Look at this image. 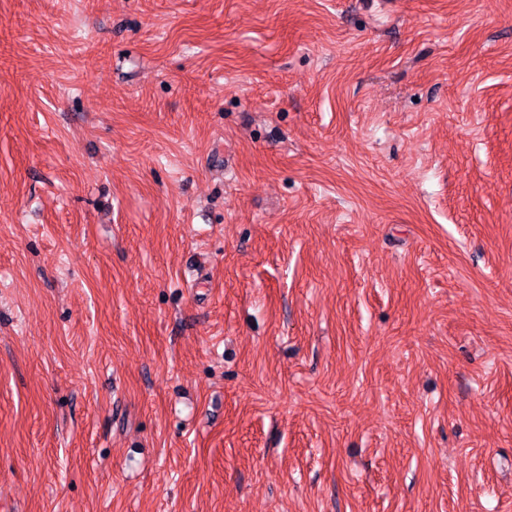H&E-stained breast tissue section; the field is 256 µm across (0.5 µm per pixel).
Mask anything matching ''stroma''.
I'll return each instance as SVG.
<instances>
[{"label":"stroma","instance_id":"35a3bbf8","mask_svg":"<svg viewBox=\"0 0 512 512\" xmlns=\"http://www.w3.org/2000/svg\"><path fill=\"white\" fill-rule=\"evenodd\" d=\"M0 512H512V0H0Z\"/></svg>","mask_w":512,"mask_h":512}]
</instances>
